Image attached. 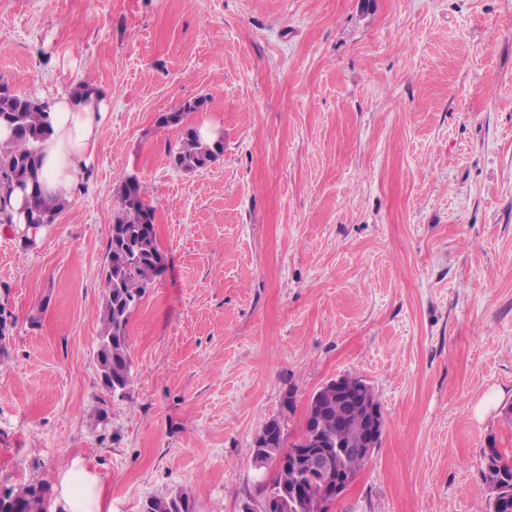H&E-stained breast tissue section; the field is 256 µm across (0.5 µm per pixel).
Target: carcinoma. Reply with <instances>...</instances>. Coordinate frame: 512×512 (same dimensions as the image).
I'll use <instances>...</instances> for the list:
<instances>
[{
    "label": "carcinoma",
    "mask_w": 512,
    "mask_h": 512,
    "mask_svg": "<svg viewBox=\"0 0 512 512\" xmlns=\"http://www.w3.org/2000/svg\"><path fill=\"white\" fill-rule=\"evenodd\" d=\"M207 98L198 97L184 103L173 112L159 116L164 127H182L177 148L170 151V164L177 170L192 173L216 162L224 154L221 139L201 138L198 127L185 124L188 114L199 112ZM45 106L36 97L14 91L0 79V125L11 130V137L0 141V224L12 223L6 211L10 194L25 188L31 195L28 214L34 224H52L68 203H51L41 191L40 145L47 137L43 117ZM148 189L136 177L124 180L115 192V212L108 237L109 263L106 271L102 305L101 330L97 342L96 361L102 389L112 400L127 397L136 376L128 342V325L134 309L146 289L161 274L165 264L155 225L146 223L145 216L154 212L147 201ZM300 434L284 446L281 422L269 420L262 429L264 447L253 449L256 467L265 468L279 460V469L267 499L278 500L288 493V486L308 485L315 498L305 504L288 503V512H327L335 498L321 489L311 471V453L323 448L336 453V436L343 437L347 448L338 458L344 471L356 475L368 459L352 451L363 430L362 415L336 407V384L316 391L309 400ZM485 481L489 492V512H512V453L498 448L485 452ZM49 487L37 481L21 482L0 490V512H48ZM142 512H194V504L185 493L152 497Z\"/></svg>",
    "instance_id": "1"
}]
</instances>
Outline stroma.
<instances>
[{"mask_svg": "<svg viewBox=\"0 0 512 512\" xmlns=\"http://www.w3.org/2000/svg\"><path fill=\"white\" fill-rule=\"evenodd\" d=\"M0 78L112 94L91 182L29 248L0 229V487L44 478L56 506L79 457L112 512L176 492L261 512L259 431L294 440L348 375L384 429L329 512H486L484 452L512 450V0H0ZM201 96L187 122L224 154L186 174L157 118ZM130 176L167 268L128 325L137 383L108 402L95 351Z\"/></svg>", "mask_w": 512, "mask_h": 512, "instance_id": "35a3bbf8", "label": "stroma"}]
</instances>
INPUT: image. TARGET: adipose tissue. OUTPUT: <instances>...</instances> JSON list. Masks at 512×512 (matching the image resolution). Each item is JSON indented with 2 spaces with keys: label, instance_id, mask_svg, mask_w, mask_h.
I'll return each instance as SVG.
<instances>
[{
  "label": "adipose tissue",
  "instance_id": "1",
  "mask_svg": "<svg viewBox=\"0 0 512 512\" xmlns=\"http://www.w3.org/2000/svg\"><path fill=\"white\" fill-rule=\"evenodd\" d=\"M111 96L96 84L82 94L44 97L50 128L42 144L41 187L52 199L71 200L90 172L100 128L106 120ZM63 512H103L104 483L82 460H75L62 479Z\"/></svg>",
  "mask_w": 512,
  "mask_h": 512
}]
</instances>
